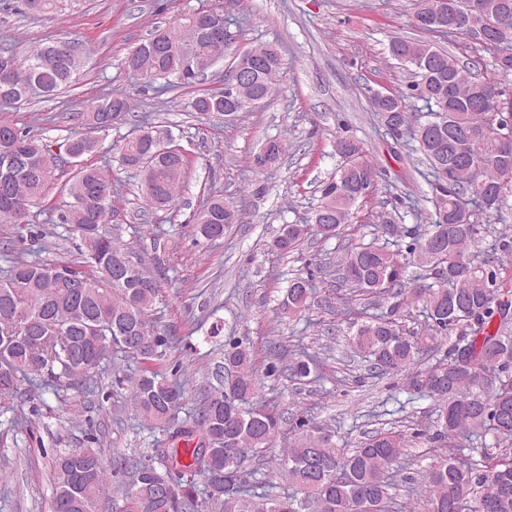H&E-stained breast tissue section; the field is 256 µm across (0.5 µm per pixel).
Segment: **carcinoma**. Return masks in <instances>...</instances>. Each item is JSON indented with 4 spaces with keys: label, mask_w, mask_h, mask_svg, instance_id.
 <instances>
[{
    "label": "carcinoma",
    "mask_w": 512,
    "mask_h": 512,
    "mask_svg": "<svg viewBox=\"0 0 512 512\" xmlns=\"http://www.w3.org/2000/svg\"><path fill=\"white\" fill-rule=\"evenodd\" d=\"M62 0H24L33 14L55 11ZM224 21L218 8L193 12L176 28H158L127 57L129 73L146 85L158 79V92L193 85L199 78L189 66L224 60V41L236 35L213 33ZM491 24L512 44V0H418L413 27L422 34L469 36ZM389 54L401 66L416 67L417 81L407 90L378 92L371 108L395 138L407 134L433 177V211L427 224L403 226V216H383L374 239L341 243L336 258L319 264L325 276L348 286L346 315L355 332L351 349L377 375L401 373L408 390L437 405L432 438L450 442L480 439L464 454L450 448L420 471L412 487L421 507L415 512H512V300L492 267L512 273V236H498L501 252L480 248L478 224L498 220L512 196V140L503 141L495 125L500 111L512 114V93L500 78L512 74V53L498 41L476 40L472 67L433 43L392 35ZM489 58H484L483 53ZM253 67L249 103L229 101L224 91L195 96V112H255L278 90L283 59L274 44H260L237 57ZM82 58L53 39L24 55L0 53V108H11L35 96L52 98L75 81ZM424 103L431 119L412 125L410 100ZM131 112L129 100L109 95L87 112L93 129L106 130ZM170 152L156 156L145 138L124 139L119 146L125 170L140 178L146 205L169 210L180 199L188 158L164 139ZM98 142L80 135L68 140L67 154L76 173L63 191L71 198L59 214L81 241L83 263L91 272L65 262L34 257L12 262L0 279V395L17 391L38 377L83 390L103 364L120 351L136 360L129 377L133 407L142 424L163 436L165 472L135 456H120L107 465L101 452L76 448L61 456L53 469V512H99L109 487L122 506L118 512H199L197 484L214 512H391L390 470L401 466L406 436L400 430L373 432L351 452L336 447L327 424L300 419L278 463L276 478L291 490L277 495L243 489L239 473L251 453L270 447L284 434L285 418L260 395L258 369L250 346L238 340L224 351V362L212 372L215 384L186 422L178 421L185 391L169 378L168 339L154 330L152 314L160 301L157 280L130 260L127 248L103 230L116 189L99 167L82 164ZM16 158L15 169L0 173V222L30 223L31 207L47 197L57 156L49 146L7 122H0V151ZM284 144L269 138L262 147L269 165ZM340 165L322 188L315 210L332 215L329 224H289L273 240L281 254L298 250L311 235L338 238L365 199L363 189L376 183V168L361 142L336 138ZM238 222L236 211L220 197L197 215V232L211 240L216 219ZM408 237L406 253L426 274L410 278L399 250L388 238ZM125 262L126 284L112 280V262ZM317 288L311 277L295 276L282 308L299 317ZM367 295L383 312L369 314L352 307L353 295ZM423 305L427 325L419 336L403 332L401 321ZM459 330L444 358L417 369V356L448 329ZM317 355L300 344L282 366L271 361L268 377L282 372L302 381L312 374ZM492 443H487V439Z\"/></svg>",
    "instance_id": "cac0c4a2"
}]
</instances>
